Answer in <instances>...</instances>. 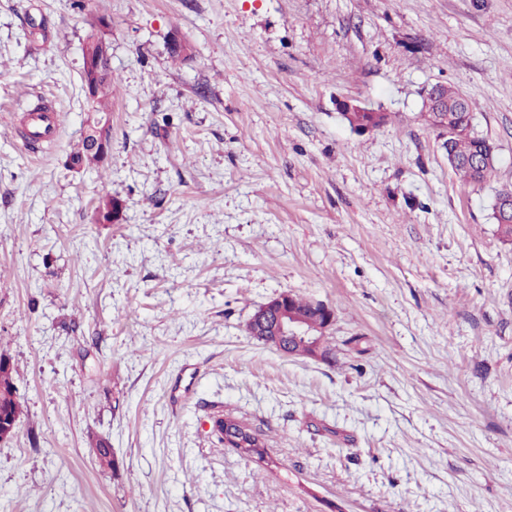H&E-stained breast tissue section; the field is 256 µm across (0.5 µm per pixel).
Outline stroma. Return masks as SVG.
<instances>
[{
  "mask_svg": "<svg viewBox=\"0 0 512 512\" xmlns=\"http://www.w3.org/2000/svg\"><path fill=\"white\" fill-rule=\"evenodd\" d=\"M96 17L112 149L76 172ZM436 84L496 146L484 183L422 116ZM40 100L62 124L35 153ZM341 100L389 119L356 132ZM506 185L512 0H0V512H512ZM284 291L334 308L333 362L247 334ZM508 197H512V187L502 188L497 191L493 203V218L496 224V233L499 239L504 243L512 242V222L511 218L505 219L502 216V202ZM0 356V369L9 367L7 371L3 370V376L0 375V414H8L10 416L0 417V443L7 441L13 434L18 420L21 416L23 409L22 404L16 394L15 375L16 367L11 359L5 356L2 352ZM4 355V356H3ZM13 414V415H11Z\"/></svg>",
  "mask_w": 512,
  "mask_h": 512,
  "instance_id": "stroma-1",
  "label": "stroma"
}]
</instances>
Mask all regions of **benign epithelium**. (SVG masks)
<instances>
[{
	"label": "benign epithelium",
	"mask_w": 512,
	"mask_h": 512,
	"mask_svg": "<svg viewBox=\"0 0 512 512\" xmlns=\"http://www.w3.org/2000/svg\"><path fill=\"white\" fill-rule=\"evenodd\" d=\"M112 71L111 55L105 40H100L95 52L84 49L82 76L85 91ZM109 122L104 118L88 124L89 146L101 161H106L111 141L105 137ZM293 294L281 292L261 305L251 317L255 338L282 354L315 361H328L331 353L323 345V336L335 322V312L323 301L310 302L311 312L296 309Z\"/></svg>",
	"instance_id": "1"
}]
</instances>
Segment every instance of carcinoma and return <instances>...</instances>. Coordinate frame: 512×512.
<instances>
[{
  "label": "carcinoma",
  "instance_id": "1",
  "mask_svg": "<svg viewBox=\"0 0 512 512\" xmlns=\"http://www.w3.org/2000/svg\"><path fill=\"white\" fill-rule=\"evenodd\" d=\"M115 82L113 75L99 79L93 89L92 95L87 102L92 105L93 111L99 114L108 112L105 99L112 95V86ZM439 97L448 101V111L429 112L427 118L430 124L436 128H445L448 138L442 143V147L448 155V164L460 177L467 182L480 183L486 180L494 171L495 160H490L481 167H474L466 163V160L481 153L486 149L489 140L477 135L474 131V114L469 100H461V91L454 87L441 86L438 89ZM343 119L350 127L365 126L373 120H378L375 127L385 125L387 115L383 114L373 117L366 112H354L343 116ZM70 157L77 159L82 167L91 168L98 165L95 155L88 152L85 141H80L77 147L71 152ZM512 197V187L502 188L497 191L493 203V218L496 224V233L504 243L512 242V220L502 216V202ZM16 367L9 364L8 370L0 377V414L21 416L22 404L16 394L15 386ZM94 455L100 466L115 470L118 462L112 455V449L106 446L105 441L99 438H92L89 441Z\"/></svg>",
  "mask_w": 512,
  "mask_h": 512
}]
</instances>
